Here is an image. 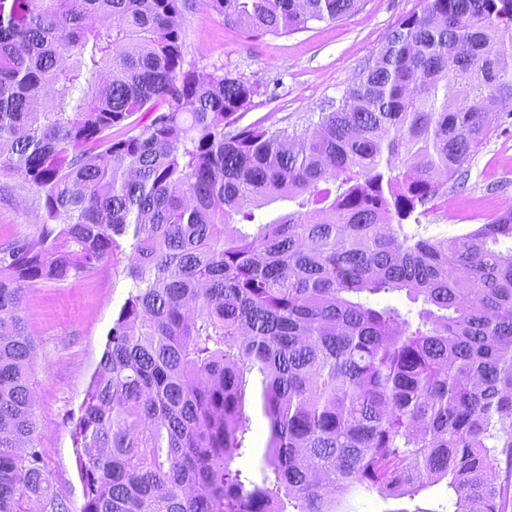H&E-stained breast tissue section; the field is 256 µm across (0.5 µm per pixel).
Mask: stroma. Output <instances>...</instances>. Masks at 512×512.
I'll return each mask as SVG.
<instances>
[{
	"instance_id": "stroma-1",
	"label": "stroma",
	"mask_w": 512,
	"mask_h": 512,
	"mask_svg": "<svg viewBox=\"0 0 512 512\" xmlns=\"http://www.w3.org/2000/svg\"><path fill=\"white\" fill-rule=\"evenodd\" d=\"M418 2L361 0L355 12L336 21L261 34L225 24L204 0H193L181 19L186 65L205 74L230 72L258 85L240 125L311 127ZM446 199L447 216L431 217L428 234L462 233L465 225L492 220L501 203L512 200V126L489 134L465 192H448ZM43 222L37 192L18 176L0 175V243L32 238ZM127 292L121 268L108 263L89 276L63 284L44 281L25 291L22 315L36 342L35 445L68 512H83L84 505L73 424Z\"/></svg>"
}]
</instances>
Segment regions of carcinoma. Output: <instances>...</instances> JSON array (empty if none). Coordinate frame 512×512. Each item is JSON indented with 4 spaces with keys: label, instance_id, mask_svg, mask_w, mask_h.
I'll return each mask as SVG.
<instances>
[{
    "label": "carcinoma",
    "instance_id": "carcinoma-1",
    "mask_svg": "<svg viewBox=\"0 0 512 512\" xmlns=\"http://www.w3.org/2000/svg\"><path fill=\"white\" fill-rule=\"evenodd\" d=\"M206 4L286 34L360 0ZM187 8L0 0V171L49 219L0 246V512H66L34 444L25 289L120 255L129 291L72 431L83 512H336L443 480L454 512H512V209L422 233L433 173L465 190L504 124L512 0H420L301 132L237 125L258 87L185 67ZM252 371L269 438L242 467Z\"/></svg>",
    "mask_w": 512,
    "mask_h": 512
}]
</instances>
